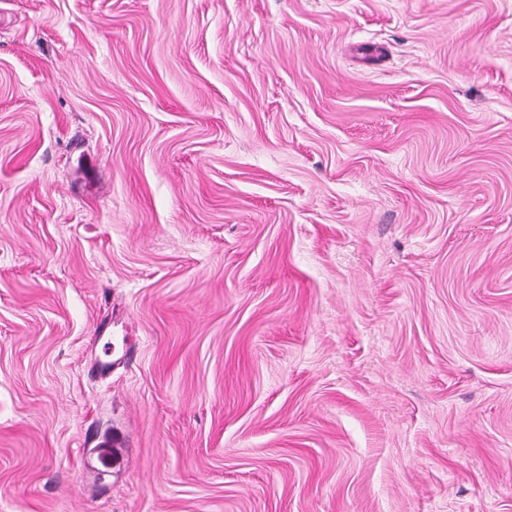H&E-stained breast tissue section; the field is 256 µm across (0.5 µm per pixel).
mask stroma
Wrapping results in <instances>:
<instances>
[{
    "instance_id": "stroma-1",
    "label": "stroma",
    "mask_w": 512,
    "mask_h": 512,
    "mask_svg": "<svg viewBox=\"0 0 512 512\" xmlns=\"http://www.w3.org/2000/svg\"><path fill=\"white\" fill-rule=\"evenodd\" d=\"M0 512H512V0H0Z\"/></svg>"
}]
</instances>
